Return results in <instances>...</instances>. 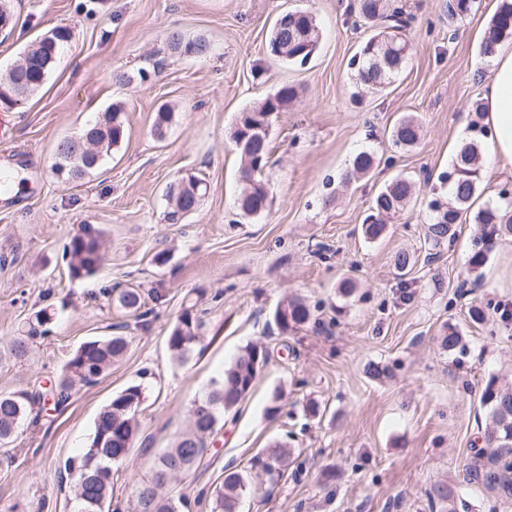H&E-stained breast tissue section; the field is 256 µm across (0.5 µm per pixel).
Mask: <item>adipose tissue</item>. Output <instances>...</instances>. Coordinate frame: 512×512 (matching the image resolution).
Here are the masks:
<instances>
[{
	"label": "adipose tissue",
	"instance_id": "1",
	"mask_svg": "<svg viewBox=\"0 0 512 512\" xmlns=\"http://www.w3.org/2000/svg\"><path fill=\"white\" fill-rule=\"evenodd\" d=\"M485 85V123L493 134L491 165L512 170V46H497Z\"/></svg>",
	"mask_w": 512,
	"mask_h": 512
}]
</instances>
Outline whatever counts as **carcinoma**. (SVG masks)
<instances>
[{
  "label": "carcinoma",
  "mask_w": 512,
  "mask_h": 512,
  "mask_svg": "<svg viewBox=\"0 0 512 512\" xmlns=\"http://www.w3.org/2000/svg\"><path fill=\"white\" fill-rule=\"evenodd\" d=\"M475 7V0H446L444 5L448 19L454 20L469 15ZM353 12L361 21L375 29L360 45L353 59L355 83L358 86L375 90L390 82L405 66L409 53L403 32L411 17L396 0H353ZM320 28L312 14L288 24H274L269 47L274 56L291 64L305 65L310 52L304 48H317ZM71 33L66 28L55 27L35 39L24 51L25 61L15 66L0 78V106L10 109L14 98L25 101L35 94L48 80L55 68L65 43ZM169 46H178L184 54L203 57L210 51L203 38L185 39L180 33L168 34ZM512 42V0H499L481 41L479 52L485 57L493 54L495 47ZM279 110L288 108L297 100L296 86L286 84L274 93ZM269 99L240 113L244 119L252 112H266L275 106ZM174 118L173 110L166 106L158 110L154 121V135L163 138ZM127 127L124 107L113 104L98 118L88 124L84 132L91 134L90 142L96 154L86 155V151L76 149L59 141L55 149V162L52 171L64 166L72 173L74 180L98 169L112 149L122 142ZM421 127L418 120L407 115L391 131L392 141L401 147H411L420 138ZM269 133L255 144L254 149L240 148L243 165L240 168L242 189L238 205L244 215L257 208L267 209L269 191L258 179L260 170L268 158ZM375 163L368 151L358 153L352 167L345 174L350 180L368 173ZM482 168L480 142L469 141L462 145L450 171L448 190L452 202L448 207L433 200L430 210L433 222L427 225V238L438 246L456 236L455 226L462 222L463 215L472 207L479 190V177ZM201 179H188L190 185L177 188L167 194V218L171 223L179 222L183 216L195 212L206 193L205 187L195 188L192 182ZM415 183L399 173L374 197L372 213L362 224L365 238L376 240L385 234L383 217L401 211L413 198ZM475 223L481 226V235L476 240L469 265L478 269L485 265L487 254L494 240L512 235V195L503 191L496 193V199L487 202L475 215ZM68 258L70 276L82 279L94 275L105 259L103 232L90 225H83L64 249ZM106 294L113 297L116 306L138 317H144L145 302L136 288H111ZM287 313L277 321L282 331L292 330L310 321L312 311L299 298H289L281 303ZM53 313L49 308L36 311L25 334L16 338L10 349L11 356L22 360L27 356L29 344L36 338L49 333ZM203 322L187 309L179 317L167 338L171 354L179 359L188 358L200 341ZM129 346L128 337L121 333L91 339L82 343L70 356L54 384L38 392H12L0 394V446L14 442L18 428L30 416H38L37 409L51 401L58 406L67 402L76 386H89L98 382L112 364L121 360ZM267 363V351L255 344L241 348L233 363L224 370L223 378L212 384L207 396L196 403L190 413V428L157 458L152 476L147 481L137 482L134 487L139 493L129 504L131 512H190L189 499L163 494L171 480L191 470L206 450L207 438L215 431L221 413L233 409L253 388L258 377L254 361ZM143 401L141 386H129L112 397L104 406L94 423V431L85 454L79 458H69L64 463V471L69 477V490L80 505L79 512H110L112 507V464L123 461L135 446L140 433L137 414ZM480 404L486 409L487 423L479 437L480 444L474 446V456L463 469L462 481L483 488L494 506L512 505V386L501 385L496 378H490L480 393ZM290 449L284 445L274 447L264 464L266 473L273 474L288 463ZM244 476L235 471L224 475L223 484L215 489L212 496L211 512H240V502L246 491ZM427 496L431 504L448 503V512H455L453 490L446 484L432 486Z\"/></svg>",
  "instance_id": "1"
}]
</instances>
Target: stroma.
<instances>
[{
	"instance_id": "stroma-1",
	"label": "stroma",
	"mask_w": 512,
	"mask_h": 512,
	"mask_svg": "<svg viewBox=\"0 0 512 512\" xmlns=\"http://www.w3.org/2000/svg\"><path fill=\"white\" fill-rule=\"evenodd\" d=\"M411 17L409 62L379 93L358 91L350 60L366 35L350 0H11L13 28L0 33V74L36 37L55 27L71 41L46 84L0 111V172L19 180L0 190V393L33 391L56 378L83 342L116 332L125 357L60 408L45 406L16 447H0V512H77L59 469L88 446L99 411L127 386L141 385L137 442L112 468L113 501L126 506L135 482L185 430L195 401L249 344L268 352L250 393L225 412L199 465L171 483L191 512H210L225 471L247 475L241 512H445L428 489L448 483L457 512H489L462 470L486 414L491 377L512 382V236L496 240L480 280L467 273L480 231L463 219L452 246L425 239L428 203L447 201L446 175L460 129L476 120L493 63L479 45L499 0H477L449 20L445 0H398ZM313 13L321 40L306 66L268 51L275 19ZM204 38L207 56L173 53L170 31ZM298 99L271 120L262 179L270 205L258 216L237 207L241 155L231 134L239 112L281 86ZM122 104L127 132L112 156L72 184L51 171L54 149L111 104ZM174 120L153 134L158 108ZM415 115L419 142L403 149L390 131ZM374 168L345 173L360 151ZM402 173L416 193L368 241L361 225L379 189ZM194 174L208 185L199 209L166 219V192ZM103 232L106 259L88 279L68 274L63 249L79 225ZM416 263L398 276L393 257ZM353 279L352 296L338 292ZM140 289L143 319L116 308L103 291ZM303 298L311 321L280 331L279 304ZM483 308L475 323L470 307ZM49 307L51 333L16 360L11 342L29 316ZM202 319L186 361L167 338L185 309ZM466 346L440 345L449 328ZM317 402L318 415L306 406ZM293 448L281 474L258 465L274 444Z\"/></svg>"
}]
</instances>
